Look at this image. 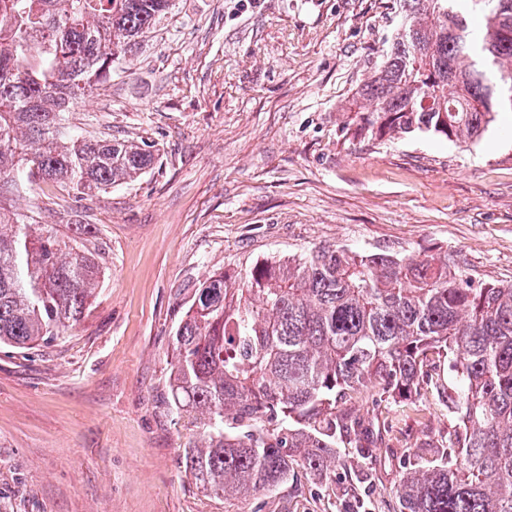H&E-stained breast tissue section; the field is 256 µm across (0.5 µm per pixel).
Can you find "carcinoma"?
Segmentation results:
<instances>
[{
	"label": "carcinoma",
	"mask_w": 512,
	"mask_h": 512,
	"mask_svg": "<svg viewBox=\"0 0 512 512\" xmlns=\"http://www.w3.org/2000/svg\"><path fill=\"white\" fill-rule=\"evenodd\" d=\"M402 0L386 59L357 92L360 130L465 143L512 112V0ZM175 0H0V178L92 196L137 179L150 145L62 136L66 114ZM101 270L49 224L0 209V345L31 349L91 307ZM448 358L449 461L406 472L398 512H512V285L473 287L448 259L320 246L199 283L173 336L170 392L209 416L185 470L219 497L329 480L336 436L369 458L353 399L409 400Z\"/></svg>",
	"instance_id": "1"
}]
</instances>
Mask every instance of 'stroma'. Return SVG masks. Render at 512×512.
Returning <instances> with one entry per match:
<instances>
[{
  "label": "stroma",
  "instance_id": "35a3bbf8",
  "mask_svg": "<svg viewBox=\"0 0 512 512\" xmlns=\"http://www.w3.org/2000/svg\"><path fill=\"white\" fill-rule=\"evenodd\" d=\"M403 21L399 0H177L72 132L152 146L136 181L87 198L0 181V206L76 238L100 265L82 322L0 347V512H395L402 474L457 423L448 360L412 401L360 405L370 459L338 444L330 482L224 499L185 473L203 416L171 404L172 336L200 281L337 244L437 255L512 284V115L476 143L358 132L350 106Z\"/></svg>",
  "mask_w": 512,
  "mask_h": 512
}]
</instances>
